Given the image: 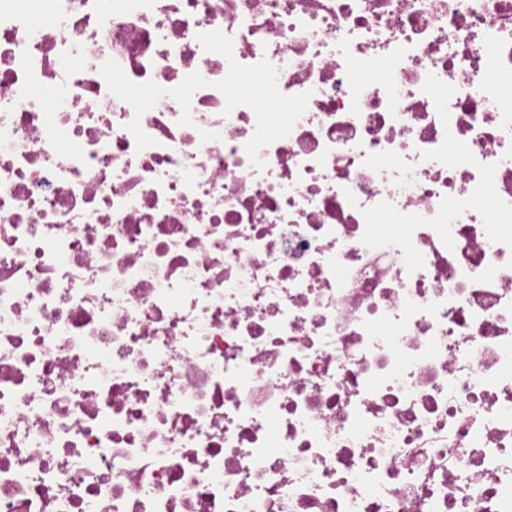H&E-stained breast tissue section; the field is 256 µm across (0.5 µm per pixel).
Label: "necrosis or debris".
I'll return each mask as SVG.
<instances>
[{
    "label": "necrosis or debris",
    "instance_id": "obj_1",
    "mask_svg": "<svg viewBox=\"0 0 512 512\" xmlns=\"http://www.w3.org/2000/svg\"><path fill=\"white\" fill-rule=\"evenodd\" d=\"M512 0H0V512H512Z\"/></svg>",
    "mask_w": 512,
    "mask_h": 512
}]
</instances>
